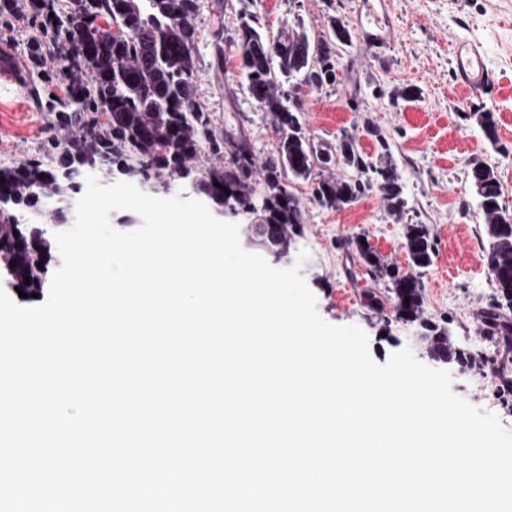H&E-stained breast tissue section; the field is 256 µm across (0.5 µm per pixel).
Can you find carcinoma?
<instances>
[{
  "label": "carcinoma",
  "instance_id": "carcinoma-1",
  "mask_svg": "<svg viewBox=\"0 0 512 512\" xmlns=\"http://www.w3.org/2000/svg\"><path fill=\"white\" fill-rule=\"evenodd\" d=\"M197 9V0L23 3L22 11L35 20L27 53L40 66L46 54L54 52V74L65 83V95L50 97L45 104L53 135L43 155L0 168V231L5 241L20 242L11 273V283L20 291L42 293L52 254L41 242L40 228L22 226L15 232L12 225L37 198L53 201L52 217L59 220L81 190L68 173L74 166L92 168L106 181L143 174L159 193L192 179L213 208L238 217L254 216L252 235L275 253L290 251L303 236L306 212L287 182L305 180L314 167L327 168L335 158L311 143L303 109L283 87L295 80L313 88L336 83L335 53L328 42L311 41L298 24L270 36L255 27L251 16L241 15L236 39L239 70L250 96L270 114L277 134L276 157L265 164L266 190L259 196L250 147L217 135L200 104L193 58ZM71 43L80 44L84 54H69ZM336 151L356 176L330 174L317 181L313 197L321 206L341 209L374 189L390 214L404 213L401 178L393 165L375 170L376 179L369 176L372 165L348 135ZM470 180L489 239L487 266L495 294L487 312V334L493 338L498 311L512 308V212L500 203L502 186L492 168L473 162ZM350 245L370 273L388 280L395 319L419 330L432 360L464 372L482 371L486 361L479 351L458 346L451 323L427 315L417 276L399 270L359 238ZM403 249L411 266H429L434 246L427 225H406Z\"/></svg>",
  "mask_w": 512,
  "mask_h": 512
}]
</instances>
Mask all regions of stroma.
<instances>
[{"mask_svg":"<svg viewBox=\"0 0 512 512\" xmlns=\"http://www.w3.org/2000/svg\"><path fill=\"white\" fill-rule=\"evenodd\" d=\"M244 13L263 31L274 34L298 21L311 41L333 43L338 81L300 90L305 131L320 147L355 136L373 167L397 168L407 199L399 217L389 215L373 191L334 210L314 199L313 179L294 182L307 218L295 249L308 254L301 273L319 315L335 326L360 327L378 364L405 348L424 359L417 330L392 318L386 282L373 277L349 245L365 238L407 272L404 227L424 224L435 244L431 265L419 272L426 312L450 321L460 344L473 343L483 334L482 312L494 294L479 200L469 180L473 160L494 169L501 203L512 211V0H198L195 66L201 103L214 129L248 142L262 164L275 155L277 136L238 69L234 38ZM334 17L350 31V42L335 41L329 27ZM377 25L392 32L380 57L363 39L364 29ZM31 32L29 17L0 14V53L18 70L17 80L0 77V166L39 156L52 134L43 103L57 86L25 51ZM459 40L482 46L490 73L473 93L459 89L454 78L450 47ZM407 89L413 92L408 99L402 96ZM486 111L496 124L494 145L475 118ZM370 291L382 299L380 310L367 307ZM452 390L478 408L512 417L480 375L454 376Z\"/></svg>","mask_w":512,"mask_h":512,"instance_id":"stroma-1","label":"stroma"}]
</instances>
